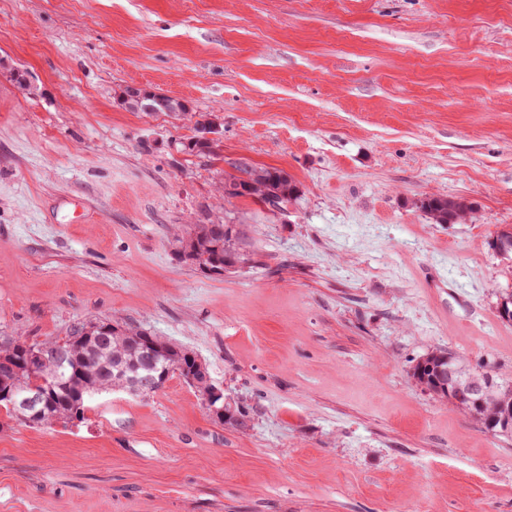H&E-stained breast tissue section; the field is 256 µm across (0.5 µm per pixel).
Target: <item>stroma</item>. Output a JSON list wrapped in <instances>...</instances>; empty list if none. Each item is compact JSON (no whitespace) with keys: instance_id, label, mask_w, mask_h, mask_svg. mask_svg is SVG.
Instances as JSON below:
<instances>
[{"instance_id":"obj_1","label":"stroma","mask_w":512,"mask_h":512,"mask_svg":"<svg viewBox=\"0 0 512 512\" xmlns=\"http://www.w3.org/2000/svg\"><path fill=\"white\" fill-rule=\"evenodd\" d=\"M211 119L217 155L177 151ZM237 161L296 200L224 198ZM203 216L237 226L236 272L175 259ZM506 228L512 0H0V336L142 326L247 420L177 376L81 422L1 412L0 512H512V438L412 376L442 349L512 378ZM423 209L436 224H460L465 221L471 207L463 200L441 196H428L420 200ZM214 385H210L207 388V390L202 395L203 399L201 401H202L204 408L210 415H211V411H212V415L214 418H216L219 421H224L230 417L227 408H228V404H231L233 406V402L230 397L224 396L223 388H218ZM203 400L205 401V403L207 405H209L211 407V411H210L209 407L207 405H205Z\"/></svg>"}]
</instances>
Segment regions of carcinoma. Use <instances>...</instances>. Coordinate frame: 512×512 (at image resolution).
<instances>
[{
    "mask_svg": "<svg viewBox=\"0 0 512 512\" xmlns=\"http://www.w3.org/2000/svg\"><path fill=\"white\" fill-rule=\"evenodd\" d=\"M235 173L224 178V197L248 198L271 209H279L296 197L297 186L283 171L273 167L234 165ZM423 209L437 224H459L466 220L471 207L463 200L428 196L420 200ZM240 236L234 224H215L211 220L190 225L185 235L176 239L174 252L185 247L197 255L198 268L206 267L222 275L241 262ZM147 329L124 325L112 338V347H102L91 336L72 347V359L60 370V379L52 377L54 364L31 369L25 357L28 343L20 338L0 336V390L28 388L36 385L46 391V399L38 414L22 412L11 401L0 398V411L10 418L30 425H51L59 420L73 419V410L85 412L86 402L93 395L110 388L109 380L120 366L133 367L141 362L143 343L138 338ZM172 373L188 379L192 364L186 348L169 343ZM433 366L451 367L464 378L486 381L489 375L472 370L445 351H433L423 359Z\"/></svg>",
    "mask_w": 512,
    "mask_h": 512,
    "instance_id": "obj_1",
    "label": "carcinoma"
}]
</instances>
